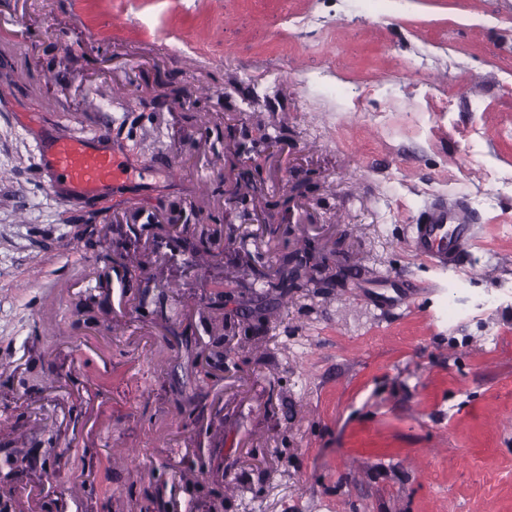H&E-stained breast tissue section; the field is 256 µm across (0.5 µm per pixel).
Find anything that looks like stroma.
I'll list each match as a JSON object with an SVG mask.
<instances>
[{"label": "stroma", "instance_id": "35a3bbf8", "mask_svg": "<svg viewBox=\"0 0 512 512\" xmlns=\"http://www.w3.org/2000/svg\"><path fill=\"white\" fill-rule=\"evenodd\" d=\"M0 512H512V0H0ZM108 127L138 209L60 201L38 138ZM293 164L224 157L263 137ZM309 188L303 234L356 278L278 304L254 204ZM438 195L480 235L417 257ZM215 229L211 255L150 225ZM407 272L424 289L370 288ZM244 319L213 385L167 331ZM60 485L44 486L47 468Z\"/></svg>", "mask_w": 512, "mask_h": 512}]
</instances>
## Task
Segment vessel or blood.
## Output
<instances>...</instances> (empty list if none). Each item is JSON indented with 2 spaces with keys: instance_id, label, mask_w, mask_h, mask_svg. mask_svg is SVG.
<instances>
[{
  "instance_id": "1",
  "label": "vessel or blood",
  "mask_w": 512,
  "mask_h": 512,
  "mask_svg": "<svg viewBox=\"0 0 512 512\" xmlns=\"http://www.w3.org/2000/svg\"><path fill=\"white\" fill-rule=\"evenodd\" d=\"M105 132L91 137L60 139L45 134L39 142L46 181L61 201L77 195H100L127 183L132 168L125 152L104 144ZM477 234L466 207L444 196L425 208L413 227L416 253L439 266L459 265Z\"/></svg>"
}]
</instances>
